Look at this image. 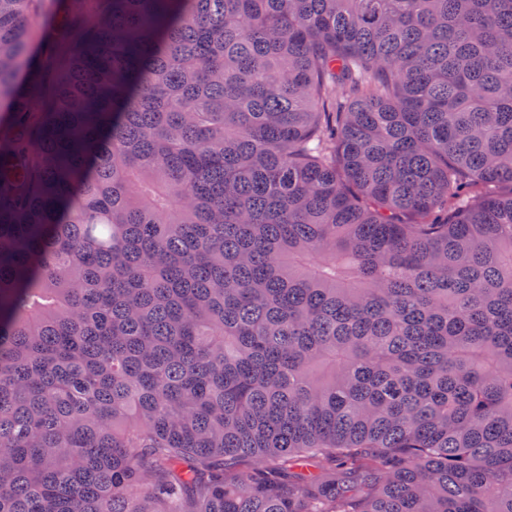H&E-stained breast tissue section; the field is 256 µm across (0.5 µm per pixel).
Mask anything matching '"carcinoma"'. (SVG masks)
Segmentation results:
<instances>
[{"label": "carcinoma", "instance_id": "1", "mask_svg": "<svg viewBox=\"0 0 512 512\" xmlns=\"http://www.w3.org/2000/svg\"><path fill=\"white\" fill-rule=\"evenodd\" d=\"M0 0V512H512V0ZM69 5L68 1L61 0H43L41 2L38 14L34 19L33 35L39 39L41 32L47 29L57 16V14Z\"/></svg>", "mask_w": 512, "mask_h": 512}]
</instances>
